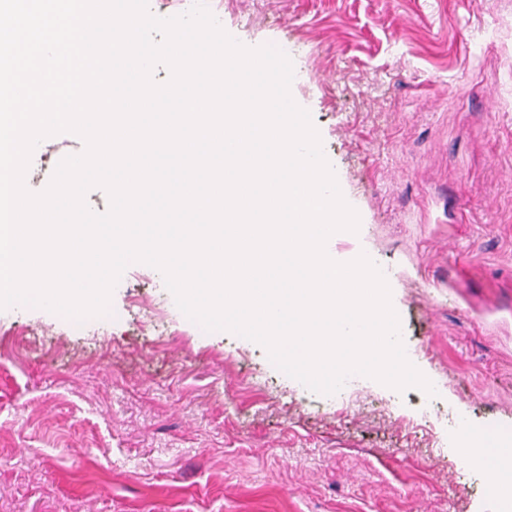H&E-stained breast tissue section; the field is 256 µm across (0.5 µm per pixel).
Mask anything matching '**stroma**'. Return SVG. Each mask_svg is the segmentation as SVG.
Wrapping results in <instances>:
<instances>
[{"instance_id": "stroma-1", "label": "stroma", "mask_w": 512, "mask_h": 512, "mask_svg": "<svg viewBox=\"0 0 512 512\" xmlns=\"http://www.w3.org/2000/svg\"><path fill=\"white\" fill-rule=\"evenodd\" d=\"M214 7L247 47L297 45L291 96L360 218L326 251L388 269L440 410L368 377L326 404L235 333L157 332L174 297L135 262L109 319L0 310V512H486L448 420L512 427V0ZM83 149L46 138L27 188Z\"/></svg>"}]
</instances>
